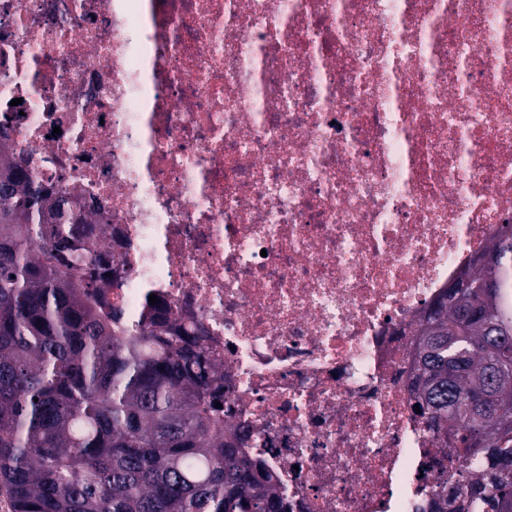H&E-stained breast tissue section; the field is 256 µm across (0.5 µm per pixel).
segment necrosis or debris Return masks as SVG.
<instances>
[{"mask_svg": "<svg viewBox=\"0 0 512 512\" xmlns=\"http://www.w3.org/2000/svg\"><path fill=\"white\" fill-rule=\"evenodd\" d=\"M20 106H13V99ZM0 129L94 205L292 512H427L424 310L512 224V0H0Z\"/></svg>", "mask_w": 512, "mask_h": 512, "instance_id": "necrosis-or-debris-1", "label": "necrosis or debris"}]
</instances>
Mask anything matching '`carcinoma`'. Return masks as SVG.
<instances>
[{
    "mask_svg": "<svg viewBox=\"0 0 512 512\" xmlns=\"http://www.w3.org/2000/svg\"><path fill=\"white\" fill-rule=\"evenodd\" d=\"M96 220L0 144V489L12 512H291L224 375L151 305L112 306ZM426 310L419 417L462 463L455 512H512V224Z\"/></svg>",
    "mask_w": 512,
    "mask_h": 512,
    "instance_id": "1",
    "label": "carcinoma"
}]
</instances>
